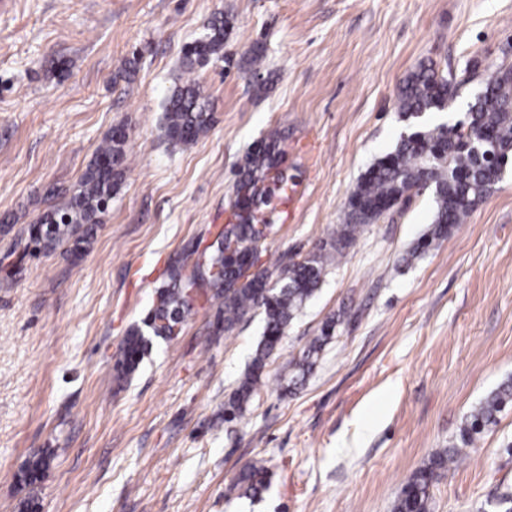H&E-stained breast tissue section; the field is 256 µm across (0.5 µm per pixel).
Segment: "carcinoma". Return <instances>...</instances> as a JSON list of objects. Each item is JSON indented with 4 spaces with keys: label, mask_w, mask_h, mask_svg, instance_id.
Wrapping results in <instances>:
<instances>
[{
    "label": "carcinoma",
    "mask_w": 512,
    "mask_h": 512,
    "mask_svg": "<svg viewBox=\"0 0 512 512\" xmlns=\"http://www.w3.org/2000/svg\"><path fill=\"white\" fill-rule=\"evenodd\" d=\"M229 27L228 18L213 21L206 37L195 41L185 52V72L190 74L198 66L224 58ZM458 87L452 72L422 63L402 81L397 111L405 121L440 112ZM164 120L168 140L185 148L211 129L214 114L196 80L188 79L174 88L167 99ZM475 130L490 134L493 150L512 164L511 66H502L488 75L482 93L468 107L467 121L452 127L420 126L401 134L394 150L377 159L359 178L348 197L347 222L336 228V238L329 247L301 262L259 268L250 274L241 266L224 263V252L231 248L261 250L256 239V225L265 222L258 217L260 206H269L278 193L287 195L288 179L281 169L282 135L276 130L270 132L245 154L239 165L236 223L224 230V236L211 245V250L197 257L190 273H185L184 261L170 266L168 282L156 292L143 326L134 325L126 333L114 365L117 377L128 378L138 369L153 339L170 340L178 335L197 298L216 305L217 328L226 334L249 315L259 312L264 319L263 334L237 388L224 402L222 416L226 423L245 418L262 385L267 361L284 339L288 325L315 294L327 268L343 255L363 226L376 222L394 206L407 204L420 190L433 188L437 206L432 227L409 252V257L417 258L434 241L447 237L453 226L464 223L489 193L495 181L488 171L484 151L467 143ZM126 149L127 135L123 131L104 139L97 159L87 167L76 191L41 218L40 223L51 229L31 237L36 252L50 254L69 242L75 249H85L94 236L95 225L101 222V215L119 190ZM336 324L335 318L327 319L302 357L290 363L285 390L305 383L320 352L333 337ZM509 403L512 379L503 381L472 407L460 429L461 442L468 445L474 435L496 425L498 414ZM49 459L50 456L42 455L27 461L24 472L28 483L39 479ZM461 460L460 449L456 447L433 454L407 480L392 512H429L430 488L440 471L458 465ZM268 482V468L259 462L249 463L229 484L228 493L255 498Z\"/></svg>",
    "instance_id": "obj_1"
}]
</instances>
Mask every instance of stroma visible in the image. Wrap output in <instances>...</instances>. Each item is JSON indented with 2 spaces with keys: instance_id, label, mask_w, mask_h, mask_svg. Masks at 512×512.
<instances>
[{
  "instance_id": "1",
  "label": "stroma",
  "mask_w": 512,
  "mask_h": 512,
  "mask_svg": "<svg viewBox=\"0 0 512 512\" xmlns=\"http://www.w3.org/2000/svg\"><path fill=\"white\" fill-rule=\"evenodd\" d=\"M0 9V512H391L408 477L459 444L471 407L512 377V169L421 258L433 190L365 225L268 361L246 417L216 416L263 330L216 332L198 303L138 371L113 365L168 264L214 242L238 166L270 131L286 137L294 206L274 202L260 261L329 244L359 177L406 123L399 87L419 63L460 86L432 123L455 124L490 70L512 66V0H9ZM233 19L224 58L197 67L212 129L181 149L162 104L185 81L187 45ZM263 44L260 70L245 60ZM124 176L79 261L34 255L31 224L71 195L113 129ZM336 332L303 387L283 378L327 317ZM431 512H485L512 491V405L461 446ZM42 480L17 476L42 451ZM271 482L228 494L246 463Z\"/></svg>"
}]
</instances>
